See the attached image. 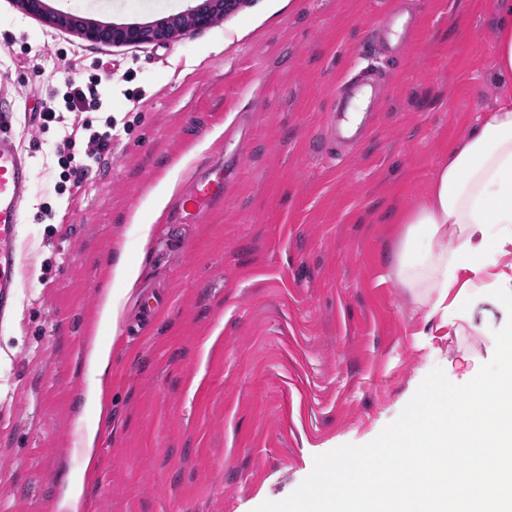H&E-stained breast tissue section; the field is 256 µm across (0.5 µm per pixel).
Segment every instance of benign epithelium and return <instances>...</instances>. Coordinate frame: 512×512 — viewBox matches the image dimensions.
I'll list each match as a JSON object with an SVG mask.
<instances>
[{"instance_id": "1", "label": "benign epithelium", "mask_w": 512, "mask_h": 512, "mask_svg": "<svg viewBox=\"0 0 512 512\" xmlns=\"http://www.w3.org/2000/svg\"><path fill=\"white\" fill-rule=\"evenodd\" d=\"M27 14L44 17L58 26L74 25L73 17L64 12H47L44 0H15ZM241 0H202V3L183 13L167 17L157 24H130L103 27L95 23L78 25L79 34L86 40L112 44H144L176 40L191 30L208 28L236 11Z\"/></svg>"}]
</instances>
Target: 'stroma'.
Wrapping results in <instances>:
<instances>
[{
  "mask_svg": "<svg viewBox=\"0 0 512 512\" xmlns=\"http://www.w3.org/2000/svg\"><path fill=\"white\" fill-rule=\"evenodd\" d=\"M391 2L243 0L179 41L113 46L0 0V103L36 170L0 322V512H56L83 465L79 413L100 427L85 512H311L324 468L379 465L431 399L498 366L511 314L484 300L447 323L388 263L399 215L512 96L494 0H402L419 30L405 57L372 58L384 81L370 129L335 158L337 90ZM46 3L102 25L198 0ZM93 75L89 116L97 128L113 116L117 135L60 194L56 139L35 114L65 79ZM217 168L223 197L175 221L179 195ZM171 177L175 196L141 240L132 218ZM45 204L55 223H40ZM123 257L141 274L111 327L99 291ZM91 336L112 346L101 416L82 398Z\"/></svg>",
  "mask_w": 512,
  "mask_h": 512,
  "instance_id": "stroma-1",
  "label": "stroma"
}]
</instances>
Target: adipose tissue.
Listing matches in <instances>:
<instances>
[{"label":"adipose tissue","instance_id":"1","mask_svg":"<svg viewBox=\"0 0 512 512\" xmlns=\"http://www.w3.org/2000/svg\"><path fill=\"white\" fill-rule=\"evenodd\" d=\"M404 222L393 259L403 287L423 289L452 322L468 320L480 298L512 311V274L502 267L512 255V97L500 99L465 134ZM139 277L137 263L118 268L119 285L104 294L101 323L117 325ZM502 334L495 373L405 425L396 462L348 472L327 497L310 492L317 512H512V325ZM84 364V399L100 406L111 344L94 343ZM452 458L470 465L457 471L448 465Z\"/></svg>","mask_w":512,"mask_h":512}]
</instances>
